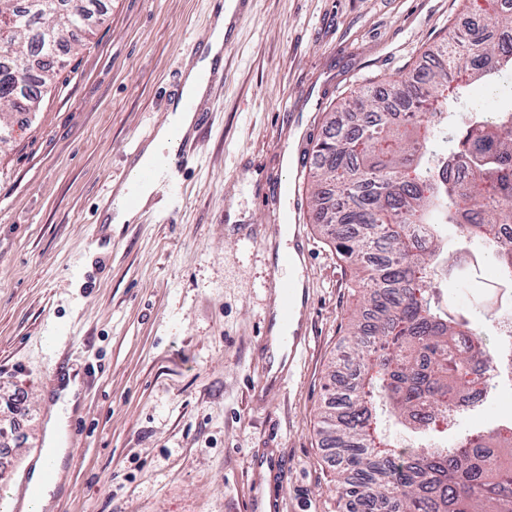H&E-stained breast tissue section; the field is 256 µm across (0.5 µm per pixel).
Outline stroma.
Returning a JSON list of instances; mask_svg holds the SVG:
<instances>
[{
  "mask_svg": "<svg viewBox=\"0 0 512 512\" xmlns=\"http://www.w3.org/2000/svg\"><path fill=\"white\" fill-rule=\"evenodd\" d=\"M488 0H254L224 52L216 118L202 129L175 223L101 224L128 154L151 141L187 43L210 32V0H99L63 38L55 89L11 114L0 143V398L9 400L0 512L48 446L58 359L95 368L80 439L53 512H242L248 455L288 457L285 512H343L319 433L330 374L348 350L359 273L307 205L311 154L363 87L412 78ZM467 106L512 108V74L472 85ZM299 178L311 292L307 346L267 398L251 396L274 255L248 239L273 224L269 192ZM57 331L63 342L49 347ZM512 420V377L457 414L449 442Z\"/></svg>",
  "mask_w": 512,
  "mask_h": 512,
  "instance_id": "stroma-1",
  "label": "stroma"
}]
</instances>
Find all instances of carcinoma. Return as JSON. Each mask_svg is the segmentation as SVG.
<instances>
[{
  "label": "carcinoma",
  "instance_id": "1",
  "mask_svg": "<svg viewBox=\"0 0 512 512\" xmlns=\"http://www.w3.org/2000/svg\"><path fill=\"white\" fill-rule=\"evenodd\" d=\"M69 2L0 0V117L31 111L57 75L55 64L42 63L36 77L18 75L13 64L32 49L43 60L56 57L45 31H71L85 20L86 0ZM463 41L465 80L444 59L417 84L361 91L330 113L335 133L316 145V221L334 229L351 264L369 268L344 360L354 382L336 367L335 405L320 426L348 512H512V422L455 446L402 453L381 419L387 411L412 430H446L458 403L474 405L484 389L474 369L487 353L484 333L432 303L438 264L453 271L464 249L490 270L488 278L475 274L472 287L488 281L512 291V129L499 112L476 109L453 122L449 111L470 85L493 86L512 71V12ZM452 125L460 126L458 143L433 150ZM451 164L498 184L500 195L470 190L447 174Z\"/></svg>",
  "mask_w": 512,
  "mask_h": 512
}]
</instances>
